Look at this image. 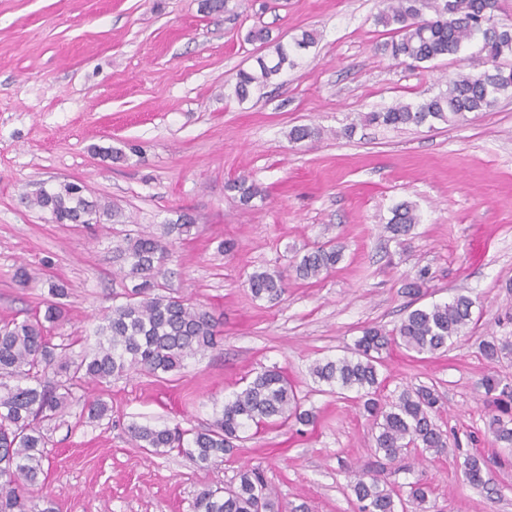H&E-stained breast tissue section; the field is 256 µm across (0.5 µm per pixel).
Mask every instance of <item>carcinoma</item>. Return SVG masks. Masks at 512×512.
<instances>
[{
	"label": "carcinoma",
	"instance_id": "obj_1",
	"mask_svg": "<svg viewBox=\"0 0 512 512\" xmlns=\"http://www.w3.org/2000/svg\"><path fill=\"white\" fill-rule=\"evenodd\" d=\"M376 22L391 28L392 39L383 51L396 61L426 62L458 53L462 46L481 39L480 52L491 68L476 75L460 74L448 81L447 89L418 104L398 103L381 112H368L360 121L366 125L400 128L420 126L428 121L464 118L468 113L491 107L498 94L512 89V65L501 59L512 55V25L497 19L500 0H384ZM315 35L304 31L293 45L281 41L272 53L256 58L255 65L237 73L232 95L247 100L284 67L294 65L292 50L306 49ZM231 188L247 205L261 196L259 187L245 176L235 179ZM86 187L61 182L40 190L28 204L51 215L57 224H89L116 216V212L84 196ZM417 223L415 207L399 204L387 229L395 236L406 234ZM163 232L126 233L112 247L114 261L125 276L135 281L126 301L103 315L95 332L94 348L75 360L72 350L81 342L73 336L56 343L50 328L64 319L60 300L68 288L59 281L47 282L48 298L19 319L0 321V512H56L52 498L45 495V507L37 506L33 490L40 485L48 438L42 423L55 419L72 404L91 420H101L108 404L91 390L107 385L115 377L131 371L153 376L180 371L184 362L218 345L222 319L207 308L173 293L163 282L170 246L190 234L193 224L182 216L162 225ZM341 251L327 242L302 256L295 266L296 277L309 280L334 268ZM254 298L277 301L286 291L278 270L255 271L248 278ZM476 301L458 294L448 302L433 303L406 313L391 333L367 327L349 356L318 361L311 375L332 392L354 391L363 411L373 419L375 453L390 463L413 448L441 455L449 446L435 422L439 398L427 386L403 390L397 400L379 398L382 380L378 366L382 352L397 346L418 355L445 350L466 334L473 321ZM512 349V340L493 338L480 344L482 354L493 360ZM497 413L489 417L494 437L512 443V427L500 414L508 405L496 400ZM301 425L314 423L316 415L302 408L294 385L279 369L259 372L232 397L224 401L219 416L206 428L184 429L180 425L130 426L131 437L139 447L153 453L175 450L202 467L233 454L234 442L242 439L249 426L264 428L285 425L289 420ZM487 463L480 455L464 460L467 481L486 484ZM359 512H397L407 504L422 506L426 489L410 484L407 497L381 481L378 475L357 471L350 481ZM276 493L257 469L240 473L237 485L225 490L206 489L195 498L194 512H277Z\"/></svg>",
	"mask_w": 512,
	"mask_h": 512
}]
</instances>
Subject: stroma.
Masks as SVG:
<instances>
[{
  "label": "stroma",
  "instance_id": "1",
  "mask_svg": "<svg viewBox=\"0 0 512 512\" xmlns=\"http://www.w3.org/2000/svg\"><path fill=\"white\" fill-rule=\"evenodd\" d=\"M381 8L228 0L226 12L207 14L201 0H0V319L36 305L51 277L68 288L57 335L92 334L132 287L112 260L114 241L159 233L183 214L194 227L173 247L167 285L223 319L219 345L179 373L113 379L102 391L109 419L88 421L72 406L45 423L44 491L58 512H193L200 491L230 484L244 465L264 473L283 512H358L353 470L424 484L426 512H512V446L488 431L483 387L489 377L512 385V355L490 361L478 349L512 336V90L455 122L358 124L489 67L475 41L430 62L392 60L380 50L390 38L375 22ZM255 28L286 41L311 30L316 43L241 102L229 88L260 52L246 39ZM299 125L319 137L292 142ZM109 147L126 161L103 157ZM243 175L262 191L246 205L230 187ZM64 181L84 184L120 220L55 224L28 206ZM405 201L418 222L395 240L384 226ZM327 241L340 262L320 279H298L296 263ZM22 263L36 287L16 284ZM423 268L421 304L469 294L474 322L448 350L384 353L383 394L435 389L436 422L460 448L391 465L374 453L373 421L352 393L321 391L310 369L350 354L365 327L392 330L410 301L405 279ZM265 269L285 277L280 301L253 298L247 286ZM275 366L314 424L246 431L233 456L205 468L138 448L130 435L134 423L208 426L244 379ZM469 453L486 458V486L465 479Z\"/></svg>",
  "mask_w": 512,
  "mask_h": 512
}]
</instances>
